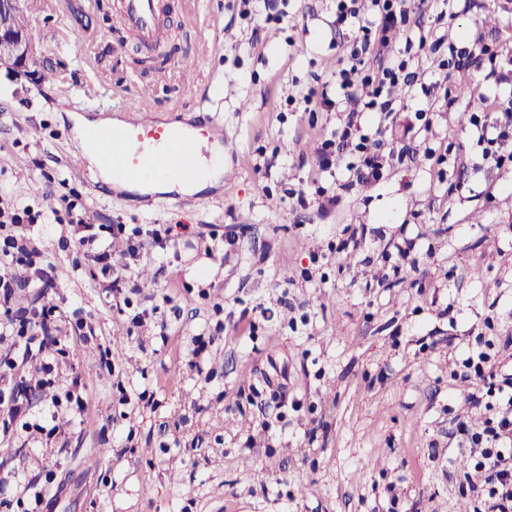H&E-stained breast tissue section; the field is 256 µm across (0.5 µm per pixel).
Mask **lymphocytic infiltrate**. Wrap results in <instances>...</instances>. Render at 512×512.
Returning a JSON list of instances; mask_svg holds the SVG:
<instances>
[{
  "label": "lymphocytic infiltrate",
  "mask_w": 512,
  "mask_h": 512,
  "mask_svg": "<svg viewBox=\"0 0 512 512\" xmlns=\"http://www.w3.org/2000/svg\"><path fill=\"white\" fill-rule=\"evenodd\" d=\"M371 3L374 17L364 23L360 20L358 0H337V23L353 20L359 23L349 64L336 75L340 97L317 98L309 92L300 100L305 112L349 104L342 129L334 131L322 143L319 166L325 170L336 166L345 143H354L356 156L348 168L359 180L381 179L388 165L379 150L378 139L362 126L360 114L393 112V92L400 86L410 87L415 83L416 74L409 69L406 52L418 49L435 53L442 46L440 39L428 34L407 40L403 49H390L389 31L407 26L421 4L419 0H371ZM473 122L482 131L479 138L482 161L504 163L502 149L512 142V112H485L474 116ZM60 206L74 246L90 262L89 278L104 286L112 306L126 313L131 329L156 321L163 342L168 339V323L158 319L157 314L170 310L172 299L163 293L150 305H139L134 299V263L185 238L231 247L237 243L233 231L221 234L209 224L193 228L186 224H87L79 212V196L75 193L62 195ZM42 219L41 212L16 200L0 198V436L4 438L12 437L17 431L49 439L59 436V428L48 417L34 413L30 400L31 391L54 383L57 360L45 356L44 350L63 345L73 335L87 340L96 334L94 326L76 312L66 314L37 304L16 311L11 306L15 289L31 285L47 288L55 284L46 268L37 266L40 252L26 234L28 225ZM107 236L125 240L128 264L119 268L112 265L103 242ZM458 376L474 386L469 402L488 412L481 428H471L463 421L457 424L462 447L478 451L474 469L481 478L479 512H512V374L502 373L495 353L485 348L469 352L462 359Z\"/></svg>",
  "instance_id": "f902f5d3"
}]
</instances>
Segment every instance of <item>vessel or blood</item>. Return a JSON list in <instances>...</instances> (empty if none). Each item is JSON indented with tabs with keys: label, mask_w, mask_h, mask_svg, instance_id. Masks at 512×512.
I'll return each instance as SVG.
<instances>
[{
	"label": "vessel or blood",
	"mask_w": 512,
	"mask_h": 512,
	"mask_svg": "<svg viewBox=\"0 0 512 512\" xmlns=\"http://www.w3.org/2000/svg\"><path fill=\"white\" fill-rule=\"evenodd\" d=\"M121 14L126 26L140 35L144 47L158 46L168 39L169 29L159 15L158 0H121ZM100 141L114 172L127 179L159 175L185 181L195 174L188 159L191 141L154 119L105 130Z\"/></svg>",
	"instance_id": "obj_1"
}]
</instances>
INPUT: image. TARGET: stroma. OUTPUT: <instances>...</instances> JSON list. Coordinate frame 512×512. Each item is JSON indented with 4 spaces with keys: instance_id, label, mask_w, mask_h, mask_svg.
<instances>
[{
    "instance_id": "1",
    "label": "stroma",
    "mask_w": 512,
    "mask_h": 512,
    "mask_svg": "<svg viewBox=\"0 0 512 512\" xmlns=\"http://www.w3.org/2000/svg\"><path fill=\"white\" fill-rule=\"evenodd\" d=\"M76 2L74 14L66 0H40L28 17L34 68L53 69L54 82L0 70V196L48 214L67 186L89 224H232L238 242L228 260L181 242L136 265L142 296L168 289L180 312L163 343L150 326L130 334L58 230L30 226L54 266L43 304L82 309L98 337L68 339L55 384L41 393L47 403L80 381L87 411L60 416L61 442L19 433L0 445V475L19 469L36 480L45 512H474L453 431L460 420L481 425L484 410L467 403L471 386L452 372L484 333L488 311L497 315L495 335L512 336V164L480 166L472 123L512 101V0H459L454 18L441 22L430 11L412 14L409 35L430 31L475 52L487 46L497 59L450 79L440 54L424 58L418 80L439 89L430 125L415 119L421 98L403 95L380 135L403 156L381 180L359 183L345 165L318 166L322 140L345 113L287 104L291 94L336 90L356 34L337 24L336 0H282L284 21L257 33L240 0H168L171 39L147 73L132 63L145 53L136 37L112 51L119 0ZM185 56L192 67L179 65ZM100 71L110 76L108 106L148 84L157 117H214L224 128L219 187L186 196L178 209L163 193L101 182L71 120L105 116L79 97ZM204 82L209 94L200 99L193 89ZM429 149L446 158L445 182ZM321 186L335 204H324ZM292 189L305 190V203L289 198ZM350 229L362 234L360 248L329 253ZM408 240L414 246L400 258ZM321 252L329 281L305 280ZM202 289L223 303L227 326L208 383L189 366L207 316ZM304 313L307 333L291 332L289 321ZM104 345L125 383L152 390L157 408L120 416L98 368ZM266 422L277 432L270 443Z\"/></svg>"
}]
</instances>
